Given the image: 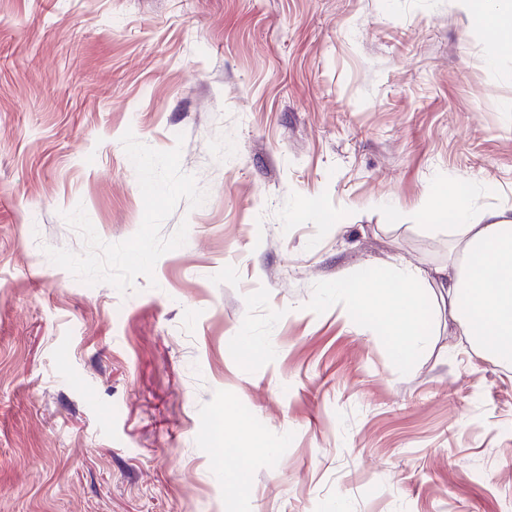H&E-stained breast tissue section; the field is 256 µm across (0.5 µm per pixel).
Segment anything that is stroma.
<instances>
[{"label": "stroma", "instance_id": "35a3bbf8", "mask_svg": "<svg viewBox=\"0 0 512 512\" xmlns=\"http://www.w3.org/2000/svg\"><path fill=\"white\" fill-rule=\"evenodd\" d=\"M459 178L512 205L461 0H0V512H512V367L336 311Z\"/></svg>", "mask_w": 512, "mask_h": 512}]
</instances>
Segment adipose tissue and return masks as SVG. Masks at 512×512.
I'll use <instances>...</instances> for the list:
<instances>
[{"instance_id":"adipose-tissue-1","label":"adipose tissue","mask_w":512,"mask_h":512,"mask_svg":"<svg viewBox=\"0 0 512 512\" xmlns=\"http://www.w3.org/2000/svg\"><path fill=\"white\" fill-rule=\"evenodd\" d=\"M463 3L472 24L488 35L490 58L512 55V0ZM421 208L430 222L450 228L456 256L435 271L450 319L472 348L512 365V209H492L471 221L469 187L462 180L424 199ZM425 281L419 270L368 273L339 289L341 312L375 322L393 358L410 364L436 321L422 291Z\"/></svg>"}]
</instances>
